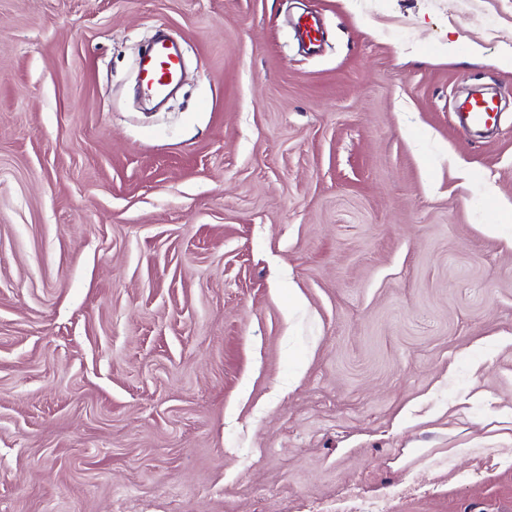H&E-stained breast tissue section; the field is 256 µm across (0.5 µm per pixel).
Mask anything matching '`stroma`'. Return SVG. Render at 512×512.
<instances>
[{
	"mask_svg": "<svg viewBox=\"0 0 512 512\" xmlns=\"http://www.w3.org/2000/svg\"><path fill=\"white\" fill-rule=\"evenodd\" d=\"M509 48L512 0H0V512H512ZM181 59L176 46L168 41L155 45L140 63L144 88L151 94H163L180 74ZM500 114L494 97L477 95L457 108L456 117L464 127L488 128L496 125Z\"/></svg>",
	"mask_w": 512,
	"mask_h": 512,
	"instance_id": "35a3bbf8",
	"label": "stroma"
}]
</instances>
